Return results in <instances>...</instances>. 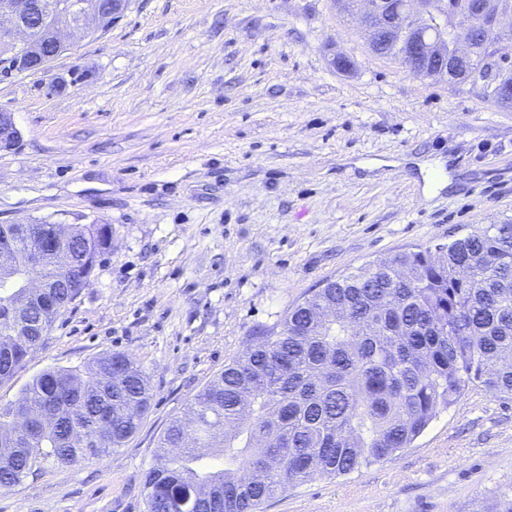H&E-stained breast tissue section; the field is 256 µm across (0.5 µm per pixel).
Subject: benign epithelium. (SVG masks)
Listing matches in <instances>:
<instances>
[{"label": "benign epithelium", "instance_id": "benign-epithelium-1", "mask_svg": "<svg viewBox=\"0 0 512 512\" xmlns=\"http://www.w3.org/2000/svg\"><path fill=\"white\" fill-rule=\"evenodd\" d=\"M127 0H112L106 12L101 0H60L55 22L48 23L41 0H4L0 3V58L14 71L39 72L68 50L65 34L102 29L117 20ZM356 10L370 48L383 41L399 49L398 60L422 79L453 78L460 87L478 92L500 86V71L512 63V8L504 0H467L455 6L449 0H345ZM19 133L11 113L0 110V151L12 150ZM34 223L0 224V260L12 248L13 238L30 242L31 263L51 249L72 266L68 228L59 225L51 239L32 235Z\"/></svg>", "mask_w": 512, "mask_h": 512}]
</instances>
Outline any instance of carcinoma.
<instances>
[{"label": "carcinoma", "mask_w": 512, "mask_h": 512, "mask_svg": "<svg viewBox=\"0 0 512 512\" xmlns=\"http://www.w3.org/2000/svg\"><path fill=\"white\" fill-rule=\"evenodd\" d=\"M69 231L75 263L64 271L47 256L28 265L29 243L14 244L9 274L47 288H0V382L42 340L15 335L18 318L52 327L110 248L108 224ZM444 248L439 262L418 245L330 281L279 329L255 337L195 396L189 421L174 419L161 436L158 447L180 452L148 469V512H177L193 484L210 489L198 512H257L290 485L350 474L410 447L471 385L511 396L512 224L478 227ZM150 400L145 372L124 353L40 373L0 407V448L24 414L54 416L57 425L16 436L13 452L0 455V488L50 461L73 466L123 447ZM216 438L227 467L202 472L197 449Z\"/></svg>", "instance_id": "obj_1"}]
</instances>
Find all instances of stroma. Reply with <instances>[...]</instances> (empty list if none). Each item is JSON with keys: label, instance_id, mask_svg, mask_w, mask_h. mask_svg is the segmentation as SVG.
I'll return each instance as SVG.
<instances>
[{"label": "stroma", "instance_id": "obj_1", "mask_svg": "<svg viewBox=\"0 0 512 512\" xmlns=\"http://www.w3.org/2000/svg\"><path fill=\"white\" fill-rule=\"evenodd\" d=\"M0 110L20 133L0 224L112 228L0 405L104 352L152 393L125 447L44 466L0 512H147L160 436L260 332L371 261L512 223V108L373 54L336 0H130L106 34L0 80ZM506 494L512 398L472 386L410 448L260 512H490Z\"/></svg>", "mask_w": 512, "mask_h": 512}]
</instances>
